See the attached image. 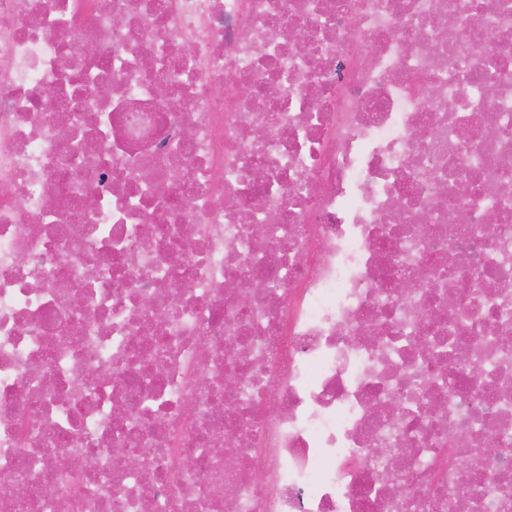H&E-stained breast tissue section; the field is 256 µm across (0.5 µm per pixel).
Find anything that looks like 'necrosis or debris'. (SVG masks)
<instances>
[{"label":"necrosis or debris","mask_w":512,"mask_h":512,"mask_svg":"<svg viewBox=\"0 0 512 512\" xmlns=\"http://www.w3.org/2000/svg\"><path fill=\"white\" fill-rule=\"evenodd\" d=\"M4 481L512 512V0H0Z\"/></svg>","instance_id":"necrosis-or-debris-1"}]
</instances>
